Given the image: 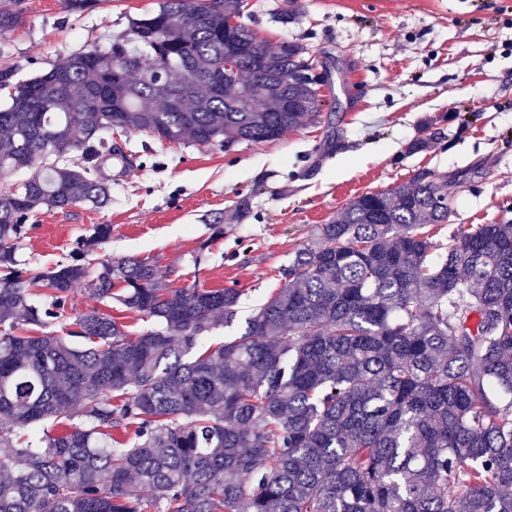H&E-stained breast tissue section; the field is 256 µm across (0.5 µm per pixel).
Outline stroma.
<instances>
[{
    "label": "stroma",
    "mask_w": 512,
    "mask_h": 512,
    "mask_svg": "<svg viewBox=\"0 0 512 512\" xmlns=\"http://www.w3.org/2000/svg\"><path fill=\"white\" fill-rule=\"evenodd\" d=\"M157 3L102 0L79 17L62 0H23V23L0 37V66L20 79L48 70L108 45ZM240 21L268 49L304 47L322 79L318 119L276 143L229 150L113 132L128 161L101 169L110 202L36 213L20 262H67L108 224L102 256L149 260L175 288L239 289L245 316L283 285L315 225L419 169L466 172L451 226L512 220V0H243ZM477 101L490 110H473ZM430 117L444 139L407 153ZM214 224L223 235L212 236Z\"/></svg>",
    "instance_id": "1"
}]
</instances>
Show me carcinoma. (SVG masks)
<instances>
[{
	"mask_svg": "<svg viewBox=\"0 0 512 512\" xmlns=\"http://www.w3.org/2000/svg\"><path fill=\"white\" fill-rule=\"evenodd\" d=\"M21 3L0 0V36ZM239 14L240 0H160L105 48L25 80L0 68V174L32 170L0 188V512H512V222L459 226L431 262L428 227L450 221L460 179L422 169L349 200L204 350L241 292L96 257L108 224L70 262L17 259L32 213L109 203L98 172L126 160L114 129L229 150L314 119L295 42L212 91L217 63L255 41L226 29ZM442 135L425 119L407 152ZM78 286L149 328L93 307L48 331Z\"/></svg>",
	"mask_w": 512,
	"mask_h": 512,
	"instance_id": "carcinoma-1",
	"label": "carcinoma"
}]
</instances>
